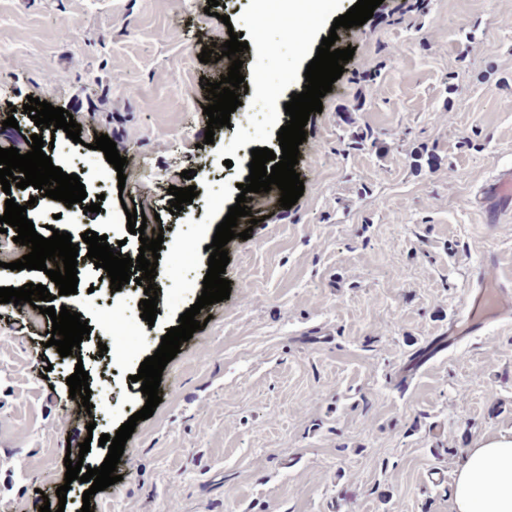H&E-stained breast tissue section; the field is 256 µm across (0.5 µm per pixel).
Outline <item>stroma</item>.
<instances>
[{"label": "stroma", "mask_w": 512, "mask_h": 512, "mask_svg": "<svg viewBox=\"0 0 512 512\" xmlns=\"http://www.w3.org/2000/svg\"><path fill=\"white\" fill-rule=\"evenodd\" d=\"M356 0H323L299 18L313 32L290 50L277 6L254 35L251 0H0L11 22L32 19L34 38L0 46V113L19 108L0 147L30 143L21 108L28 97L72 114L80 137L113 140L125 180H86L98 213L45 201L32 222L58 212V228L92 230L135 251L126 209L158 219L164 242L154 281L159 313L127 341L126 356L100 355L90 333L60 356L48 343L50 318L30 323L0 304V512H448L456 450L512 430V322L463 341L405 391L393 375L409 352L448 325L473 270L494 246L512 276V223L486 236L474 206L481 183L512 166V0H383L371 19L333 29ZM229 23H222V16ZM238 32L248 48L241 72L281 74L271 120L245 136L239 122L205 143L207 92L223 62L203 47ZM336 32L354 55L311 113L295 170L297 203L258 207L250 238L227 244L229 299L165 367L161 401L138 422L117 465L119 482L83 501L66 468L64 432L90 438L84 465L97 467L101 435L115 434L146 403L133 382L180 314L201 295L203 252L178 304L170 250L185 235L211 244L245 183L253 148L279 150L284 105L305 82L323 37ZM197 81L181 89L182 72ZM194 170L196 209L171 214L169 186ZM78 297L95 322L98 303L124 308L144 299L129 282L110 288L86 271ZM83 363L94 384L112 388L111 406L67 400L66 379ZM443 480L433 484L429 470Z\"/></svg>", "instance_id": "35a3bbf8"}]
</instances>
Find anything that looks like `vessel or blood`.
Here are the masks:
<instances>
[{
    "label": "vessel or blood",
    "instance_id": "vessel-or-blood-1",
    "mask_svg": "<svg viewBox=\"0 0 512 512\" xmlns=\"http://www.w3.org/2000/svg\"><path fill=\"white\" fill-rule=\"evenodd\" d=\"M478 208L484 213L486 230H495L503 215L512 212V167L483 182L478 191ZM512 321V278L499 272L496 249H485L476 266L464 309L452 318L439 335L413 350L399 369L398 386L412 382L420 369L438 354L473 336L486 335L490 326Z\"/></svg>",
    "mask_w": 512,
    "mask_h": 512
}]
</instances>
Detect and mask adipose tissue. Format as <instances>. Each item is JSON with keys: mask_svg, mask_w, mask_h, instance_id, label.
Wrapping results in <instances>:
<instances>
[{"mask_svg": "<svg viewBox=\"0 0 512 512\" xmlns=\"http://www.w3.org/2000/svg\"><path fill=\"white\" fill-rule=\"evenodd\" d=\"M450 512H512V431L483 436L453 471Z\"/></svg>", "mask_w": 512, "mask_h": 512, "instance_id": "1", "label": "adipose tissue"}]
</instances>
